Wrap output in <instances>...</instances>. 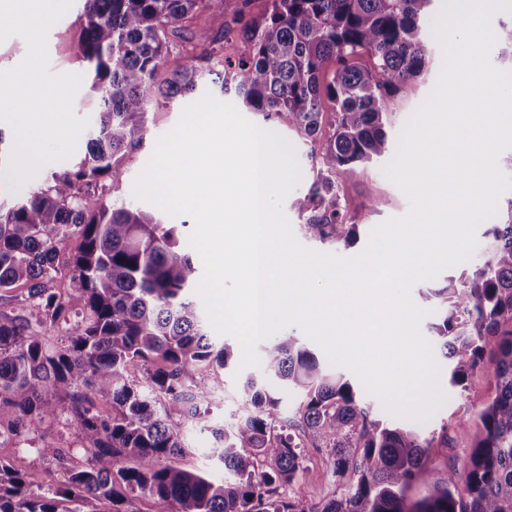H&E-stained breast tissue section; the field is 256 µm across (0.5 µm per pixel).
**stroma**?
<instances>
[{"label":"stroma","instance_id":"1","mask_svg":"<svg viewBox=\"0 0 512 512\" xmlns=\"http://www.w3.org/2000/svg\"><path fill=\"white\" fill-rule=\"evenodd\" d=\"M84 0H73L68 12L49 30L48 54L51 72L86 74L87 67L78 50L80 21ZM429 53L427 69L419 77L408 81L390 100L388 108L389 125L388 149L396 151L399 134L414 110L433 90L442 65V50L434 38H427ZM212 96L222 103L240 106L241 100L235 92H223L219 84L202 80L195 97L163 100L149 109L147 133L140 146L127 153L122 161L123 177L119 185L111 187L108 201L125 203L138 207L160 217L162 223L175 224L180 228V245L189 256H196L189 237L192 232L191 219L186 215L172 216L160 211L155 204L137 199L132 194L135 178L148 163L157 140L170 132L179 122L186 107L194 98ZM265 130L279 135L294 149L300 169V179L294 188L295 193L307 192L318 171L320 141H307L289 130L287 121L265 123ZM385 159L358 166L351 179L338 188V200L345 207L352 223L360 227V239L351 246L334 242H322L306 236L301 228L302 219L293 205L292 199H285L283 212L288 219L297 240L310 248L352 257L359 254L367 245L371 230L390 218H400L409 211V202L404 193L383 173ZM241 353H234L227 367L208 366L202 368L200 378L208 388V413L203 419H187L182 425V440L185 451L178 455V466L209 475L216 480L234 481L232 471L216 465L207 458L205 450L212 442L211 431L217 427H227L247 416L252 411L243 395V387L250 377L260 374L259 366L242 367ZM495 362L485 357L477 374L465 387H453L448 383L447 370H440L439 385L447 400L425 422L417 423L416 428L423 438L432 442L425 451L427 479L415 480L406 492L408 501L414 502L428 496L434 481L440 479L449 461L465 465L466 454L472 443L475 426L473 421L477 411L494 391ZM466 419L464 428H457L459 419ZM449 432L453 439L452 448H445L439 442L441 432ZM53 445L69 449L68 463L42 456L41 445ZM93 445L91 435L77 432L69 426L65 418L33 421L27 439L13 438L12 442L0 447V458L23 457L28 482L32 490H64L69 486V466L80 463L88 448ZM357 483L354 470L336 471L331 461L329 449L304 452L300 470L290 483L278 488L279 496L298 498L312 505L329 499L345 497Z\"/></svg>","mask_w":512,"mask_h":512}]
</instances>
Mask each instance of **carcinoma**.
<instances>
[{"mask_svg": "<svg viewBox=\"0 0 512 512\" xmlns=\"http://www.w3.org/2000/svg\"><path fill=\"white\" fill-rule=\"evenodd\" d=\"M219 2L85 0L79 49L97 96L85 157L0 210V291L25 288L37 306L33 320L0 313V426L20 437L32 421L63 415L94 446L71 468L63 493L35 492L21 458L0 459V512H136L140 495L175 512H512V207L491 225L489 256L473 274L449 276L423 294L444 305L432 332L450 361L451 385L477 374L490 344L496 362L495 396L479 411L481 431L464 469L448 464L432 495L406 505L432 441L372 418L352 385L292 335L266 347L263 370L305 392L297 418L277 425L278 399L250 378L245 395L255 412L229 430L213 429L208 449L237 480L217 482L173 462L184 451L180 418L200 415L208 396L198 370L225 366L233 348L215 346L187 297L196 266L176 228L105 200L106 181L120 182L121 159L145 138L148 107L194 94L208 74L224 90L234 85L249 111L265 121L284 116L306 139L322 134L323 115L332 112L317 178L294 206L305 235L349 244L358 225L336 188L357 165L386 153L388 100L429 63L422 23L433 0H267L260 16L252 0H239L230 21ZM496 38L512 56V21ZM229 39L241 44L234 60L224 57ZM185 43L197 54L165 75L170 51ZM365 53L369 67L359 62ZM331 61L336 69L325 82ZM73 232L82 246L71 293L61 296L48 282L58 272L59 244ZM77 305L81 319L51 339L49 330ZM134 365L145 367L151 392L129 379ZM307 448L332 449L338 469L355 466L354 492L320 507L277 496ZM253 456L263 459L261 469ZM461 480L465 497L457 493ZM75 501L81 507L68 506Z\"/></svg>", "mask_w": 512, "mask_h": 512, "instance_id": "cac0c4a2", "label": "carcinoma"}]
</instances>
